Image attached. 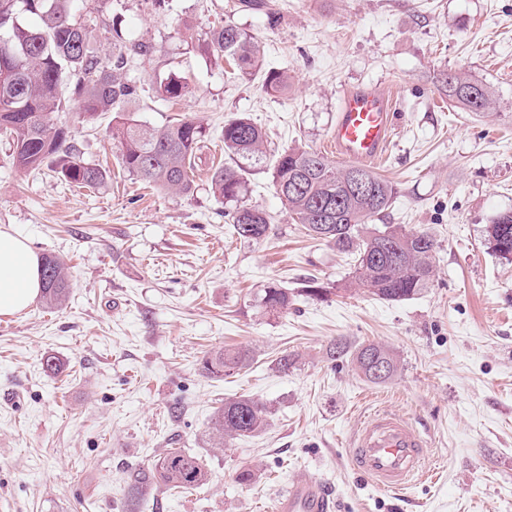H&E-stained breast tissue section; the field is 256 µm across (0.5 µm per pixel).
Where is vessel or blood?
<instances>
[{
  "label": "vessel or blood",
  "instance_id": "b4317fda",
  "mask_svg": "<svg viewBox=\"0 0 512 512\" xmlns=\"http://www.w3.org/2000/svg\"><path fill=\"white\" fill-rule=\"evenodd\" d=\"M394 99L371 87L345 92L330 143L346 161L377 163L384 159L391 139ZM427 440L400 414L383 409L357 430L351 448L354 469L383 489H400L424 473ZM336 500L320 479L293 483L280 496L275 512H335Z\"/></svg>",
  "mask_w": 512,
  "mask_h": 512
}]
</instances>
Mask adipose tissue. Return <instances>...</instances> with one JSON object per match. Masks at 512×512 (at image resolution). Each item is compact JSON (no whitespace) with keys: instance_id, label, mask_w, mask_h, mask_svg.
Instances as JSON below:
<instances>
[{"instance_id":"1","label":"adipose tissue","mask_w":512,"mask_h":512,"mask_svg":"<svg viewBox=\"0 0 512 512\" xmlns=\"http://www.w3.org/2000/svg\"><path fill=\"white\" fill-rule=\"evenodd\" d=\"M40 289L37 256L23 238L0 229V315L26 309Z\"/></svg>"}]
</instances>
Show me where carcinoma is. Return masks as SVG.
Masks as SVG:
<instances>
[{"label": "carcinoma", "mask_w": 512, "mask_h": 512, "mask_svg": "<svg viewBox=\"0 0 512 512\" xmlns=\"http://www.w3.org/2000/svg\"><path fill=\"white\" fill-rule=\"evenodd\" d=\"M77 0H0V132L13 144L12 162L20 169L46 163L69 182L89 188L103 185L107 170L85 162L72 143L71 127L55 117L71 108L81 122L93 121L139 96L141 85L124 75L123 55L104 60L94 51L83 28L74 21ZM28 20L23 21L21 17ZM204 52L231 61L241 75L262 69L257 40L232 23L210 31ZM440 91L448 102L467 112H485L491 94L486 85L463 73L444 70ZM264 85L272 92L288 88V76L273 69ZM158 92L165 99L188 93L185 78L161 80ZM119 144V163L141 181L180 196L195 191L192 176L197 152L206 132L201 123L185 118L156 129L128 119L112 127ZM265 134L244 115L224 122V153L230 162L216 168L211 189L223 203L233 234L258 240L269 229L268 215L245 202L247 175L261 164H270L272 183L292 220L308 235L333 244L353 257L357 285L371 296L389 302L415 298L432 280L437 240L427 231L407 232L392 224L379 230L369 227L391 206L397 194L389 180L362 165L337 167L322 154L303 147L287 148L267 159ZM366 179L358 187L354 175ZM491 248L512 258V213L499 215L487 228ZM41 304L58 308L69 298L71 280L66 262L53 254L41 258ZM292 298L285 288L264 289L262 306L271 314L288 310ZM332 360L351 359L363 378L382 383L397 373V360L387 347L368 343L350 349L347 343L331 344ZM378 359L388 366L384 377L373 374ZM253 360L248 348H224L202 362V373L218 376L245 368ZM270 412L258 399L241 397L224 402L210 427L216 448L239 437L266 429ZM205 460L182 448H168L156 463L127 472L123 496L130 505L163 487L196 492L210 483Z\"/></svg>", "instance_id": "cac0c4a2"}]
</instances>
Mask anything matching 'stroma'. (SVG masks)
<instances>
[{
  "mask_svg": "<svg viewBox=\"0 0 512 512\" xmlns=\"http://www.w3.org/2000/svg\"><path fill=\"white\" fill-rule=\"evenodd\" d=\"M270 2L281 16L274 26L240 0H83L76 19L96 53L123 54L142 86L134 105L97 120L62 115L80 157L109 169L103 186L65 182L47 165L16 168L0 137V228L22 234L36 256H62L72 275L64 306L36 300L0 315L7 512H123L126 472L168 448L203 456L212 479L191 496L155 490L137 512H273L308 475L332 487L335 512H512V259L486 241L487 227L512 211V0ZM227 23L256 37L266 66L287 71L285 94L203 52ZM140 42L151 55L132 52ZM447 67L486 84L492 110L451 107L438 83ZM171 74L189 84L174 103L157 93ZM362 86L400 103L388 158L375 168L398 189L384 221L439 245L429 287L401 303L352 287L351 257L294 223L268 168L246 186V202L271 217L257 241L233 234L210 186L229 117L261 127L268 152L323 154L344 92ZM126 115L206 127L193 196L121 168L109 129ZM311 280L329 299L302 295ZM270 285L292 294L288 312L262 309ZM340 338L389 346L396 375L372 384L349 361L328 359ZM227 345L254 350L253 363L202 376L203 356ZM285 353L295 363L284 372L275 360ZM48 355L58 370L45 368ZM239 397L265 402L270 424L214 448L213 414ZM384 407L425 433L438 480L390 491L353 470L350 438ZM245 466L255 472L248 483L238 480Z\"/></svg>",
  "mask_w": 512,
  "mask_h": 512,
  "instance_id": "stroma-1",
  "label": "stroma"
}]
</instances>
